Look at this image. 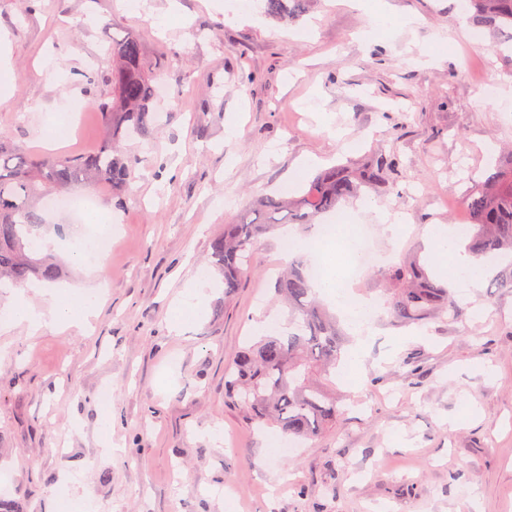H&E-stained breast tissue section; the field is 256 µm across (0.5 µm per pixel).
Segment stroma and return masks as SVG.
<instances>
[{
  "label": "stroma",
  "instance_id": "1",
  "mask_svg": "<svg viewBox=\"0 0 512 512\" xmlns=\"http://www.w3.org/2000/svg\"><path fill=\"white\" fill-rule=\"evenodd\" d=\"M0 28V136L27 152H43L49 113L78 102L88 110L59 150L97 146L111 37H138L167 88L153 133L130 146L127 193H97L119 220L104 276L71 260L56 283L75 303L99 294L97 317L35 336L0 324V473L19 512H59L85 491L95 512H512V291L490 275L455 296L458 317L407 326L364 270L351 293L379 308L355 381H336L343 414L277 459L276 428L225 403L224 370L258 324L286 325L272 278L289 254L280 237L259 243L229 299L210 258L256 198L393 156L385 184L323 221L374 226L384 266L431 268L428 225L470 223L466 198L512 148L500 34L459 0H312L289 25L254 0H0ZM379 207L399 216L398 237L378 228ZM201 272L211 287L171 331Z\"/></svg>",
  "mask_w": 512,
  "mask_h": 512
}]
</instances>
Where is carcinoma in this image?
Instances as JSON below:
<instances>
[{"mask_svg": "<svg viewBox=\"0 0 512 512\" xmlns=\"http://www.w3.org/2000/svg\"><path fill=\"white\" fill-rule=\"evenodd\" d=\"M264 12L279 22L297 21L309 0H263ZM468 8L487 26L512 31V0H467ZM112 71V100L98 110L103 135L98 147L83 154L43 153L34 156L0 140V284L21 286L35 278L53 282L62 263L34 244L48 231L45 205L77 185L106 187L111 194L132 178L133 163L124 144L149 137L157 123L152 111L157 78L141 42L132 36L112 39L107 46ZM396 166L383 158L353 167L339 164L318 172L298 197L265 196L248 215L224 225L211 243L213 264L224 276V298L233 297L251 273L257 243L286 224L311 226L316 217L363 187L385 183ZM471 223L465 235L478 259L497 258L512 251V155L497 164L488 184L466 199ZM310 264L300 258L276 275L274 292L288 308V332L263 334L237 353L224 373V399L246 418L278 427L290 441L313 440L336 426L340 416L329 379L341 358L343 340L336 317L317 299ZM390 293L391 315L407 325H422L442 311L454 310L448 287L419 265L380 270Z\"/></svg>", "mask_w": 512, "mask_h": 512, "instance_id": "obj_1", "label": "carcinoma"}]
</instances>
